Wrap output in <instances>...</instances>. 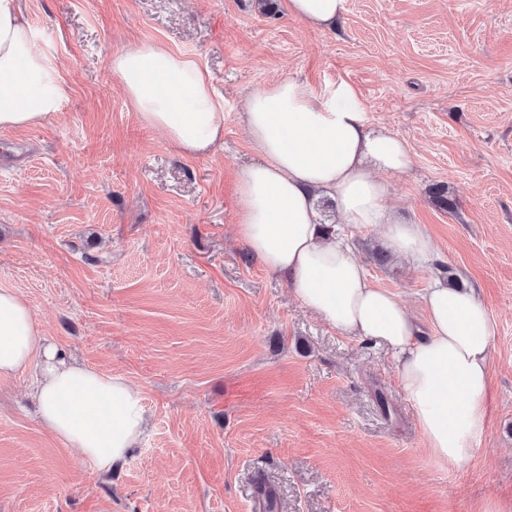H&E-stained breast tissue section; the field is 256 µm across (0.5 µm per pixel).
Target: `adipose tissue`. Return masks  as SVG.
Returning <instances> with one entry per match:
<instances>
[{
  "mask_svg": "<svg viewBox=\"0 0 512 512\" xmlns=\"http://www.w3.org/2000/svg\"><path fill=\"white\" fill-rule=\"evenodd\" d=\"M289 15L334 29L348 0H284ZM18 0H0V128L35 127L61 111L67 86ZM110 68L142 123L185 156L224 140V111L208 73L161 43L113 54ZM242 121L260 162L235 174L238 236L297 299L347 336L384 344L425 443L442 462H467L482 437L496 325L471 290L426 291V328L397 294L377 287L339 239L325 236L316 201L332 200L346 223L377 232L398 258L424 264L435 241L386 203L382 174L412 163L406 143L370 128L353 87L315 90L288 75L250 94ZM33 373L41 423L103 471L124 461L146 430L142 394L60 352L38 329L25 298L0 289V377Z\"/></svg>",
  "mask_w": 512,
  "mask_h": 512,
  "instance_id": "ef3b65f1",
  "label": "adipose tissue"
}]
</instances>
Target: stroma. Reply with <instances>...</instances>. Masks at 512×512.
Instances as JSON below:
<instances>
[{"label":"stroma","instance_id":"1","mask_svg":"<svg viewBox=\"0 0 512 512\" xmlns=\"http://www.w3.org/2000/svg\"><path fill=\"white\" fill-rule=\"evenodd\" d=\"M68 86L61 112L0 129V289L84 364L142 393L147 429L101 473L34 415L29 375L0 378V512H482L512 504V0H349L330 31L282 0H19ZM162 43L195 59L224 140L177 154L110 69ZM349 83L412 166L389 201L439 260L353 256L416 320L444 275L496 324L486 430L472 458L427 448L386 349L344 335L236 237L234 173L256 159L241 121L258 86ZM445 186L455 209L429 190Z\"/></svg>","mask_w":512,"mask_h":512}]
</instances>
